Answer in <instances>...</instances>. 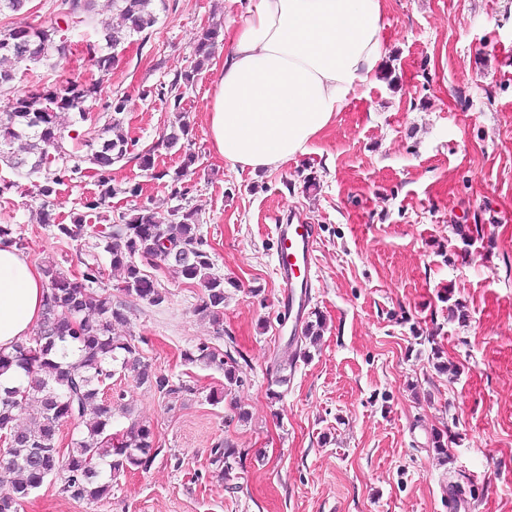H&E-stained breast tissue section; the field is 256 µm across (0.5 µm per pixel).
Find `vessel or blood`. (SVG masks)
Returning a JSON list of instances; mask_svg holds the SVG:
<instances>
[{
	"instance_id": "vessel-or-blood-1",
	"label": "vessel or blood",
	"mask_w": 512,
	"mask_h": 512,
	"mask_svg": "<svg viewBox=\"0 0 512 512\" xmlns=\"http://www.w3.org/2000/svg\"><path fill=\"white\" fill-rule=\"evenodd\" d=\"M278 237L279 274L284 288L282 307L284 316L293 325H300L304 318L306 295L312 286L317 227L313 224H280ZM448 501V512H469L471 495L466 487L448 484L442 491Z\"/></svg>"
}]
</instances>
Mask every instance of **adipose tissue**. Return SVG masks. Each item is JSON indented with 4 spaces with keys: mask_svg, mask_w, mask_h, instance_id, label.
I'll use <instances>...</instances> for the list:
<instances>
[{
    "mask_svg": "<svg viewBox=\"0 0 512 512\" xmlns=\"http://www.w3.org/2000/svg\"><path fill=\"white\" fill-rule=\"evenodd\" d=\"M385 0H247L208 95V136L231 169L255 175L309 152L357 89L379 71ZM42 273L0 243V349L40 321Z\"/></svg>",
    "mask_w": 512,
    "mask_h": 512,
    "instance_id": "ef3b65f1",
    "label": "adipose tissue"
}]
</instances>
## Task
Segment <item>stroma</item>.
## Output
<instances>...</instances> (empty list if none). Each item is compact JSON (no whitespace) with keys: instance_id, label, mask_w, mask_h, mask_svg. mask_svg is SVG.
<instances>
[{"instance_id":"1","label":"stroma","mask_w":512,"mask_h":512,"mask_svg":"<svg viewBox=\"0 0 512 512\" xmlns=\"http://www.w3.org/2000/svg\"><path fill=\"white\" fill-rule=\"evenodd\" d=\"M156 24L125 42L89 102L87 121L60 112L66 153L100 145L108 103L126 97L122 133L132 147L99 175L85 164L63 177L51 207L37 177L0 163V224L13 225L24 255L80 280L103 265L100 291L122 308L116 341L194 393L171 402L133 378L115 376L131 421L149 425L160 454L147 469L121 474L111 496L77 501L45 483L19 512H448L439 486H475L471 512H512V0H387L381 72L350 98L335 121L298 156L271 172L233 171L206 134L207 97L224 62L218 41L209 65L174 102L171 83L188 70L202 33L225 28L234 0H153ZM110 0L70 24L60 63L33 66L10 93L90 81L84 44L119 26ZM188 125V152L162 145L176 120ZM152 151V169L139 156ZM185 170L187 195L174 198L172 173ZM107 178L116 193L84 212ZM138 187L131 195L130 187ZM157 223L177 207L197 210L214 274L224 279L222 327L198 314L204 293L168 265L146 267L165 292L153 306L125 295L109 268L104 230L131 209ZM301 213L318 228L305 322H321L288 382L272 365L288 349V324L275 274L276 224ZM86 227L62 240L45 222ZM202 342L238 361L229 397L216 367L185 361ZM451 361L456 376L438 372ZM246 418H239V411ZM447 436V453L433 447ZM233 444L230 477L215 473L211 448Z\"/></svg>"}]
</instances>
